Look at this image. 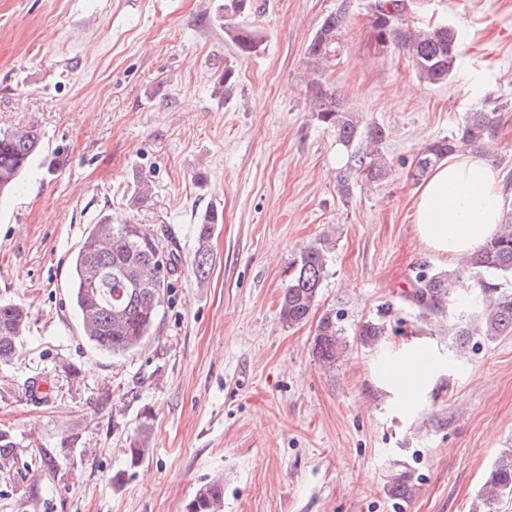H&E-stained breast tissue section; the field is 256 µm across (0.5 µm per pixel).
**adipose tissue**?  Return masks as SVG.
I'll use <instances>...</instances> for the list:
<instances>
[{
    "label": "adipose tissue",
    "instance_id": "adipose-tissue-1",
    "mask_svg": "<svg viewBox=\"0 0 512 512\" xmlns=\"http://www.w3.org/2000/svg\"><path fill=\"white\" fill-rule=\"evenodd\" d=\"M503 198L498 173L485 155L459 153L437 165L417 194L414 223L426 251L457 259L497 229Z\"/></svg>",
    "mask_w": 512,
    "mask_h": 512
}]
</instances>
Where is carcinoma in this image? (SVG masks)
I'll list each match as a JSON object with an SVG mask.
<instances>
[{
	"mask_svg": "<svg viewBox=\"0 0 512 512\" xmlns=\"http://www.w3.org/2000/svg\"><path fill=\"white\" fill-rule=\"evenodd\" d=\"M247 0L224 4V33L237 55L248 57L259 51L263 35L235 22ZM415 10L411 0H371L368 14L375 37L383 46L392 45L411 61L418 79L435 85L448 79L459 55L457 33L447 25L416 27L406 10ZM347 26L346 5L326 15L308 46V54L327 64L337 59ZM232 66H224L217 94L227 100L234 95ZM312 111L316 119L336 133V143L347 154L346 168L340 173L337 190L347 196L352 174L367 182L385 179L391 166L384 153L385 128L364 125L356 112L346 109L336 88L314 79L309 85ZM499 108L470 113L462 128L435 139L419 150L409 176L422 180L444 159L466 149L479 147L499 124ZM41 135L34 126L0 131V194L8 193L41 152ZM217 223L216 212L206 211L198 224L197 244L192 262L197 280L208 278L212 266L209 242ZM332 236L323 235L303 247L293 264V274L284 288L279 308L282 323L296 326L306 322L318 301L327 273V254ZM178 255L166 252L154 235L127 219L112 220L107 214L91 225L71 260L70 300L77 313L83 336L99 352L112 357L125 356L141 347L157 330L159 310L170 276L178 266ZM512 277V203L504 205L498 230L452 272L421 271L405 292V299L424 322L441 321L451 305L472 306L482 300L481 316L471 322L448 320V334L463 348L474 335L493 340L512 333V292L504 281ZM29 323V311L21 304L0 302V362L14 354ZM385 336L384 324L367 321L359 330L360 343L377 345ZM343 340L336 320L323 315L316 326L313 353L328 367L336 364ZM152 436V425L142 422L125 449L127 468L116 472L112 481L121 483L128 470L144 459ZM61 451L40 445L25 454L12 433L0 428V477L13 482L30 472L54 475ZM485 505L491 507L503 493L512 492V452L502 455L484 483ZM224 483L207 481L199 486L187 512H223Z\"/></svg>",
	"mask_w": 512,
	"mask_h": 512,
	"instance_id": "obj_1",
	"label": "carcinoma"
}]
</instances>
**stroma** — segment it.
<instances>
[{"label":"stroma","instance_id":"1","mask_svg":"<svg viewBox=\"0 0 512 512\" xmlns=\"http://www.w3.org/2000/svg\"><path fill=\"white\" fill-rule=\"evenodd\" d=\"M338 3L249 0L239 22L264 41L240 58L224 0H0V129L42 135L0 196V300L31 316L0 366V427L25 447L74 439L56 477L8 485L7 512H186L219 475L224 512H480L491 467L512 451V333L461 350L405 301L419 271L458 266L419 245L408 171L428 140L500 106L482 149L512 200V0H429L412 15L461 44L431 86L377 43L369 0H350L344 47L318 65L308 45ZM228 65L225 101L215 87ZM314 77L385 127L388 178L338 193L341 149L310 110ZM209 209L219 222L201 282L196 223ZM106 214L181 258L155 335L116 358L82 335L69 299L72 255ZM327 230L336 246L318 304L285 325L291 264ZM326 313L346 345L329 371L312 351ZM371 320L386 328L375 348L358 336ZM421 344L439 367L412 392L402 361ZM146 419L145 459L127 469ZM397 480L410 497L390 495ZM152 431V425L148 420L139 425L137 432L129 441V448L125 450L127 469L131 470L143 462L146 449L151 441Z\"/></svg>","mask_w":512,"mask_h":512}]
</instances>
